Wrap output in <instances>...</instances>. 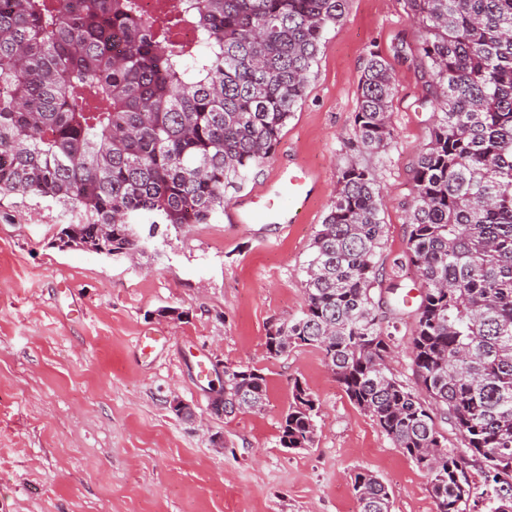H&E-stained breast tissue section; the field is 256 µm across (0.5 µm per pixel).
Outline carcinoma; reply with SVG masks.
I'll return each mask as SVG.
<instances>
[{"instance_id":"1","label":"carcinoma","mask_w":512,"mask_h":512,"mask_svg":"<svg viewBox=\"0 0 512 512\" xmlns=\"http://www.w3.org/2000/svg\"><path fill=\"white\" fill-rule=\"evenodd\" d=\"M347 0H0V194L78 216L59 236L145 252L160 225L208 224L268 161ZM427 37L416 65L436 111L413 168L405 260L420 281L411 378L389 367L405 286L380 262L382 192L370 165L338 176L310 244L300 315L268 330L278 357L314 346L348 399L430 478L435 512H512V0H407ZM186 29L195 38L182 42ZM395 74L371 53L353 144L393 139ZM256 369L224 367V405L259 412ZM319 404L300 381L280 443L309 448ZM447 424L444 431L441 424ZM480 474L482 482L473 479ZM359 512H391L370 471Z\"/></svg>"}]
</instances>
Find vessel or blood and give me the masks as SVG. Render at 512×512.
Instances as JSON below:
<instances>
[{
  "label": "vessel or blood",
  "mask_w": 512,
  "mask_h": 512,
  "mask_svg": "<svg viewBox=\"0 0 512 512\" xmlns=\"http://www.w3.org/2000/svg\"><path fill=\"white\" fill-rule=\"evenodd\" d=\"M314 174L302 165L280 168L272 180L255 189L226 213L228 223L294 224L303 216V202L311 196Z\"/></svg>",
  "instance_id": "b4317fda"
}]
</instances>
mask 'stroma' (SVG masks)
<instances>
[{
	"label": "stroma",
	"mask_w": 512,
	"mask_h": 512,
	"mask_svg": "<svg viewBox=\"0 0 512 512\" xmlns=\"http://www.w3.org/2000/svg\"><path fill=\"white\" fill-rule=\"evenodd\" d=\"M424 37L406 0H348L272 158L245 185L297 163L314 172L304 217L287 230L222 217L163 226L137 260L113 259L56 246L75 219L61 204L0 194V512H358L351 478L360 470L386 486L392 512H434L427 474L349 401L318 350L274 358L265 347L271 325L300 313L310 244L341 168H377L385 269L402 258L412 169L435 122L414 63ZM374 51L397 82L394 138L369 155L352 138ZM152 331L163 346L136 355L137 336ZM237 365L265 376L266 404L214 414L213 391ZM297 380L320 413L312 447L290 450L281 423ZM175 398L193 420L171 411Z\"/></svg>",
	"instance_id": "stroma-1"
}]
</instances>
